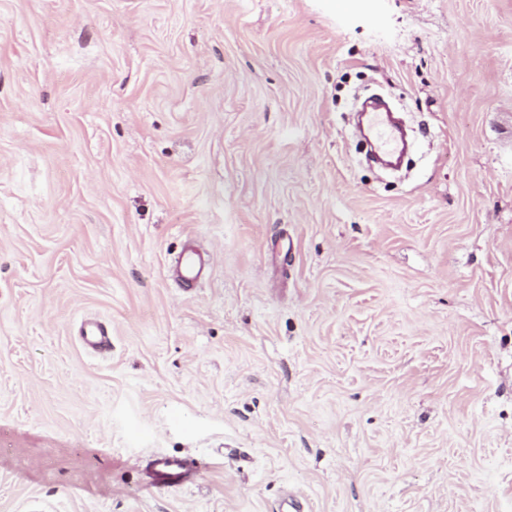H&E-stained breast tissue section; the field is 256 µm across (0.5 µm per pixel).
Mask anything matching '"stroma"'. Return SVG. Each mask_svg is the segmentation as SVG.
<instances>
[{"mask_svg":"<svg viewBox=\"0 0 512 512\" xmlns=\"http://www.w3.org/2000/svg\"><path fill=\"white\" fill-rule=\"evenodd\" d=\"M290 493L512 512V0H0V512ZM366 127L378 150L385 156L396 157L401 153L399 130L391 124L388 113L380 106L365 112ZM207 259L193 244L186 246L182 254L172 266L173 279L182 286H191L204 276L207 269ZM147 466L151 477L150 486L157 488L181 486L190 482L195 473L191 461L163 453L154 454Z\"/></svg>","mask_w":512,"mask_h":512,"instance_id":"1","label":"stroma"}]
</instances>
